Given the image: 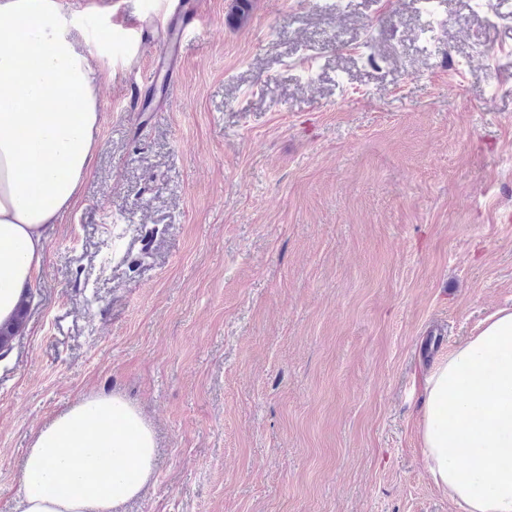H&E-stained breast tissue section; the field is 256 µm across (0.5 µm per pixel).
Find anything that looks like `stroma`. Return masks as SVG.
<instances>
[{
    "mask_svg": "<svg viewBox=\"0 0 512 512\" xmlns=\"http://www.w3.org/2000/svg\"><path fill=\"white\" fill-rule=\"evenodd\" d=\"M58 2L98 143L0 360V512L35 432L112 392L157 445L122 512H461L424 379L512 308V4L205 0L167 105L129 28L179 0Z\"/></svg>",
    "mask_w": 512,
    "mask_h": 512,
    "instance_id": "1",
    "label": "stroma"
}]
</instances>
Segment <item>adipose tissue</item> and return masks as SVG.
<instances>
[{
  "mask_svg": "<svg viewBox=\"0 0 512 512\" xmlns=\"http://www.w3.org/2000/svg\"><path fill=\"white\" fill-rule=\"evenodd\" d=\"M94 68L56 0H0V325L40 274L76 205L98 127ZM420 435L434 482L462 512H512V309L488 317L424 381ZM154 433L117 394L69 404L36 432L16 512H119L155 465ZM108 448L111 475L89 470Z\"/></svg>",
  "mask_w": 512,
  "mask_h": 512,
  "instance_id": "ef3b65f1",
  "label": "adipose tissue"
}]
</instances>
